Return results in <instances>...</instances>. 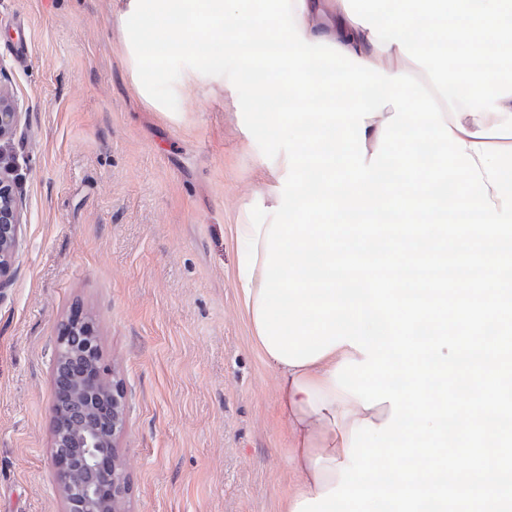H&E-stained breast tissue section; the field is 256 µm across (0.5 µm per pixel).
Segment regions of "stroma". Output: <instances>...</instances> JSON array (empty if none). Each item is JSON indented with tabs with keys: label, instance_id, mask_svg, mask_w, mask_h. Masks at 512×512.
Returning a JSON list of instances; mask_svg holds the SVG:
<instances>
[{
	"label": "stroma",
	"instance_id": "35a3bbf8",
	"mask_svg": "<svg viewBox=\"0 0 512 512\" xmlns=\"http://www.w3.org/2000/svg\"><path fill=\"white\" fill-rule=\"evenodd\" d=\"M122 0H0V85L21 120L23 237L0 294V512H62L53 357L90 313L126 391V512H277L293 475L275 372L254 348L230 233L271 200L238 96L174 117L137 93Z\"/></svg>",
	"mask_w": 512,
	"mask_h": 512
}]
</instances>
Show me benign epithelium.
I'll return each instance as SVG.
<instances>
[{
    "mask_svg": "<svg viewBox=\"0 0 512 512\" xmlns=\"http://www.w3.org/2000/svg\"><path fill=\"white\" fill-rule=\"evenodd\" d=\"M20 107L0 87V140L10 138L20 120ZM22 231V193L13 167L0 157V291L14 279L15 256ZM83 336L78 353L67 344L70 331ZM107 373L99 334L94 321L81 314L71 315L56 337L53 362V386L69 388L79 403L84 426L69 429L66 416L53 413L52 462L60 486L64 512H107L110 503L124 502L129 485L118 441L126 428L124 390L112 381V396L104 394L102 379ZM79 448L80 464L94 474L86 484L72 485L68 480L72 458L67 449Z\"/></svg>",
    "mask_w": 512,
    "mask_h": 512,
    "instance_id": "7a95c632",
    "label": "benign epithelium"
}]
</instances>
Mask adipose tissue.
I'll return each instance as SVG.
<instances>
[{"mask_svg": "<svg viewBox=\"0 0 512 512\" xmlns=\"http://www.w3.org/2000/svg\"><path fill=\"white\" fill-rule=\"evenodd\" d=\"M290 2L309 42L335 43L386 73L404 71L422 81L453 135L466 144L512 145V0H396L379 21L352 8L351 0ZM479 87L485 105L466 118ZM262 358L277 376L288 425L294 482L280 512H294L298 503L338 485L353 425L386 424L392 409L387 402L363 408L335 386L339 364L363 358L350 345L296 366L267 352Z\"/></svg>", "mask_w": 512, "mask_h": 512, "instance_id": "1", "label": "adipose tissue"}]
</instances>
